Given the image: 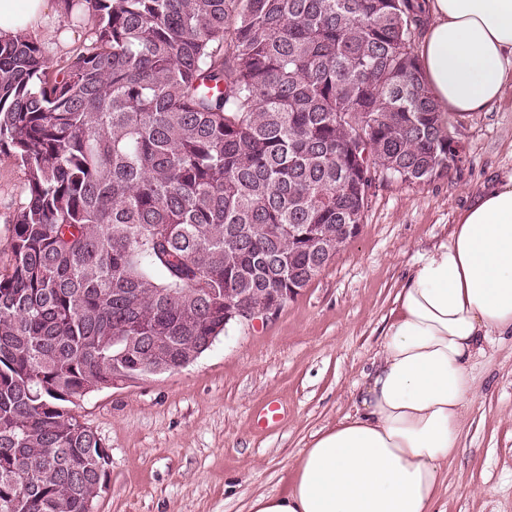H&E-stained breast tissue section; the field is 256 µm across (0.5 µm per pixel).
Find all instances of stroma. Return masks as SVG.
Segmentation results:
<instances>
[{
	"instance_id": "35a3bbf8",
	"label": "stroma",
	"mask_w": 512,
	"mask_h": 512,
	"mask_svg": "<svg viewBox=\"0 0 512 512\" xmlns=\"http://www.w3.org/2000/svg\"><path fill=\"white\" fill-rule=\"evenodd\" d=\"M38 31L55 59L81 38L54 0ZM463 153L421 184L386 179L359 234L278 314L236 324L184 368L85 395L74 414L101 437L109 480L93 512H248L286 490L292 465L320 429L354 413L394 297L419 257L445 240L482 186L512 174V87L481 112L453 120ZM23 170L0 161V251ZM461 452L448 464L440 512H512V336L493 337L472 368ZM280 407L269 428L256 418Z\"/></svg>"
}]
</instances>
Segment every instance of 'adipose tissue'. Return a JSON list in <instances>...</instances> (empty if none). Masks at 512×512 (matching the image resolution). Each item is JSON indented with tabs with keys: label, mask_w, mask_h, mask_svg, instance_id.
I'll use <instances>...</instances> for the list:
<instances>
[{
	"label": "adipose tissue",
	"mask_w": 512,
	"mask_h": 512,
	"mask_svg": "<svg viewBox=\"0 0 512 512\" xmlns=\"http://www.w3.org/2000/svg\"><path fill=\"white\" fill-rule=\"evenodd\" d=\"M422 76L442 111L479 112L512 84V0H430ZM52 0H0V38L46 27ZM512 335V175L483 188L400 286L355 411L313 437L280 494L249 512H438L472 366Z\"/></svg>",
	"instance_id": "obj_1"
}]
</instances>
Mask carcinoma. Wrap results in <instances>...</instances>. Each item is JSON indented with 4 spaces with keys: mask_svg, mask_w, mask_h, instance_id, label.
<instances>
[{
    "mask_svg": "<svg viewBox=\"0 0 512 512\" xmlns=\"http://www.w3.org/2000/svg\"><path fill=\"white\" fill-rule=\"evenodd\" d=\"M83 44L0 39V512H88L109 477L71 406L200 356L232 306L306 287L380 166L448 171L413 0H64ZM315 226L317 237L289 229ZM23 170L13 160L0 161V254L2 261L7 260V241L10 235V217L19 204L23 181Z\"/></svg>",
    "mask_w": 512,
    "mask_h": 512,
    "instance_id": "obj_1",
    "label": "carcinoma"
}]
</instances>
